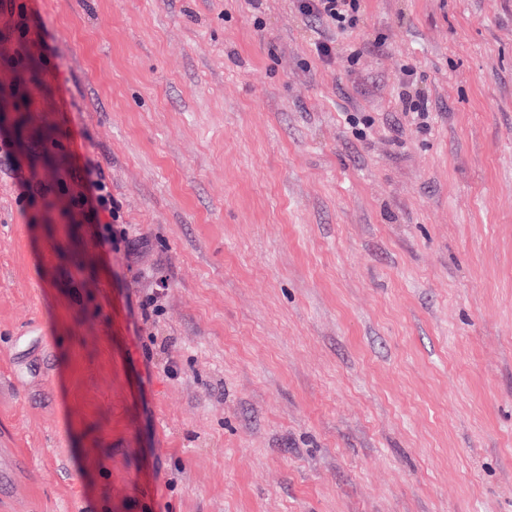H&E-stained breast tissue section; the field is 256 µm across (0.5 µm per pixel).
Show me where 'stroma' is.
Segmentation results:
<instances>
[{"label":"stroma","instance_id":"stroma-1","mask_svg":"<svg viewBox=\"0 0 512 512\" xmlns=\"http://www.w3.org/2000/svg\"><path fill=\"white\" fill-rule=\"evenodd\" d=\"M362 10L0 0V512H512V0ZM361 0H296L298 13L341 32L354 30L359 22ZM83 191L79 196L81 206L89 208L100 224L110 225L118 221L119 207L112 199L109 183L101 164L94 158L86 157L84 162Z\"/></svg>","mask_w":512,"mask_h":512}]
</instances>
